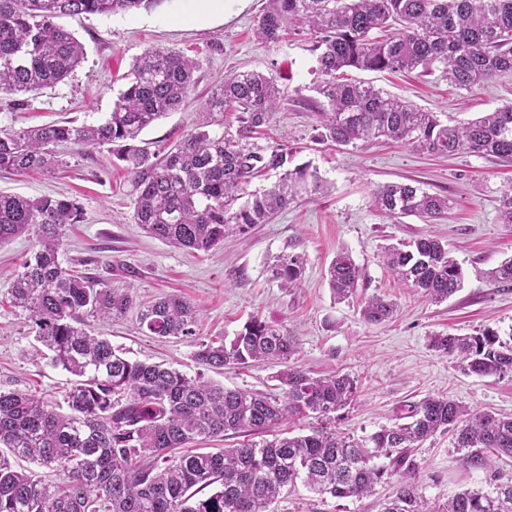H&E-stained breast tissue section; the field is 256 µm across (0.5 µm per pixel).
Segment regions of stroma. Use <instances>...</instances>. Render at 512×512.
Returning <instances> with one entry per match:
<instances>
[{"label": "stroma", "mask_w": 512, "mask_h": 512, "mask_svg": "<svg viewBox=\"0 0 512 512\" xmlns=\"http://www.w3.org/2000/svg\"><path fill=\"white\" fill-rule=\"evenodd\" d=\"M267 0H239L225 10L221 0H155L149 8L113 16L62 18L83 43L85 59L63 82L28 94L25 107L12 109L0 98V128L15 129L61 121L94 125L108 116L122 87L121 76L150 48L176 49L198 59L197 83L182 110L145 129L140 139L162 154L193 129L200 106L225 75L273 72L287 98L267 132L270 141L296 148L297 163L316 167L325 189L305 194L275 213L269 223L225 239L209 252L177 248L131 223L127 174L121 162L101 149H60L61 167L52 174L0 173V192L28 197H72L82 208L80 223L67 228L63 260L90 276L129 289L137 302L175 294L199 306L201 338H232L251 317L294 330L297 352L291 363L314 377L347 373L358 397L346 409L342 431L366 436L392 425L405 405L427 396L450 397L472 411L512 416V377L462 374L453 357L434 350L436 334L470 335L490 328L512 334V288L486 274L512 256V224L500 221V198L512 187V166L492 157L461 153L440 157L401 143L374 142L339 147L314 142L319 97L314 90L317 54L309 42L291 36L278 43L253 33ZM224 46L211 50L212 43ZM372 83L441 119L466 121L512 101V72L471 91L457 88L441 71L424 76L363 72ZM385 183H417L447 196L448 212L430 221L392 219L376 210L373 192ZM436 235L448 243L465 280L460 291L433 303L400 284L383 265V246ZM348 251L362 270L356 299L334 301L327 270L339 251ZM305 255L302 283L282 287L271 265L283 253ZM386 297L397 305L389 321L371 324L360 315V297ZM126 357L163 363L188 375L200 372L194 345L184 338L144 335L135 313L108 323L92 322ZM34 338L27 313L0 304V387L19 388L61 399L69 374L32 357ZM278 368L272 364L229 366L214 374L228 388L274 393ZM450 437L437 434L417 450L418 483L426 498L446 500L468 483L459 470ZM380 495L362 499L318 497L304 487L284 493L277 512H378Z\"/></svg>", "instance_id": "1"}]
</instances>
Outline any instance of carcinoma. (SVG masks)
<instances>
[{
	"mask_svg": "<svg viewBox=\"0 0 512 512\" xmlns=\"http://www.w3.org/2000/svg\"><path fill=\"white\" fill-rule=\"evenodd\" d=\"M151 0H0V95H19L62 82L84 59L83 44L57 19L116 15ZM312 36L323 98L315 139L355 145L386 138L433 154L470 153L512 162V102L468 122H443L373 85L346 78L351 69L420 70L441 64L448 81L471 91L493 76L512 72V0H268L255 37L278 43L289 34ZM198 63L175 49H147L124 75L109 117L97 125L72 121L37 128L0 129V171L50 172L57 149L105 148L124 163L132 221L152 237L179 248L208 252L224 239L288 207L301 193L323 187L317 169L292 165L286 144L262 147L256 135L285 104L273 73L226 76L201 105L203 119L165 155L138 145L141 133L182 109L196 84ZM240 114L234 132L209 130L216 113ZM269 171L277 181L250 189ZM374 204L392 218L429 220L448 212V197L409 183H387ZM81 218L68 197L0 193V245L20 236L34 240L30 257L0 291V303L26 312L38 343L35 355L72 376L60 402L26 390H0V512H275L283 491L301 484L334 498H360L381 483L395 491L380 512H512V417L473 412L448 396H427L402 410L401 421L355 437L337 430L358 394L348 374L314 378L289 365L296 334L254 316L234 338L197 336L201 309L180 296L136 304L122 288L65 266L63 231ZM386 268L406 287L434 303L462 287V271L448 243L427 235L389 245ZM305 257L283 253L272 264L286 287L301 281ZM512 285V257L489 273ZM361 269L340 251L328 270L337 300L360 288ZM138 308L140 329L159 339L182 337L194 358L215 370L271 363L279 393L227 389L162 364L125 357L112 342L88 330L89 319L109 322ZM395 304L372 296L361 315L370 323L392 318ZM433 348L457 360L466 375L512 377V339L484 329L470 336L435 335ZM312 417L305 435L265 434L282 422ZM242 432L252 439L237 448L177 455L176 448ZM448 433L456 461L477 473V485L443 503L419 492L422 469L415 448ZM28 460L55 476L18 468ZM211 492L199 496L205 489Z\"/></svg>",
	"mask_w": 512,
	"mask_h": 512,
	"instance_id": "cac0c4a2",
	"label": "carcinoma"
}]
</instances>
